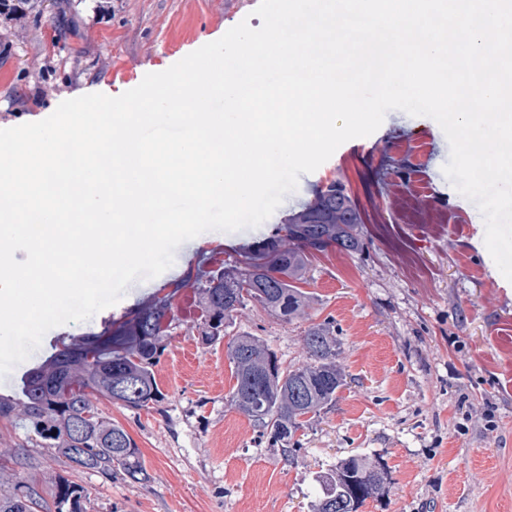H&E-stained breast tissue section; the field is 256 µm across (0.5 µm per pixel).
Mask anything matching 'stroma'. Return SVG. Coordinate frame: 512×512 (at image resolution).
Here are the masks:
<instances>
[{"mask_svg":"<svg viewBox=\"0 0 512 512\" xmlns=\"http://www.w3.org/2000/svg\"><path fill=\"white\" fill-rule=\"evenodd\" d=\"M260 0H44L40 11L0 24V113L11 125L51 115L66 99L118 96L241 21L259 28ZM422 141L420 168L404 143ZM450 147L436 121L389 111L372 135L341 144L263 224L207 231L181 244L156 278L128 286L123 298L83 322L50 329L22 374L56 342L100 335L136 301L171 296L176 327L155 369L164 400L139 409L100 401L140 448L147 486L98 474L63 472L23 430L0 421V441L19 445L10 469L52 502V476L95 491L90 512H312L318 476L349 456L381 462L383 496L359 512H512V282L485 243L478 207L442 168ZM432 175L409 220L405 198L418 175ZM345 183L363 222L361 252L328 249L313 261L304 318L285 324L255 302L234 313L229 334L262 337L286 366L306 363L305 329L332 322L346 384L312 420L296 451L271 446L229 401L234 384L225 343L201 344L191 307L196 281L232 264L242 248L271 236L317 186Z\"/></svg>","mask_w":512,"mask_h":512,"instance_id":"stroma-1","label":"stroma"}]
</instances>
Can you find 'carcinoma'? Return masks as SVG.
<instances>
[{"instance_id": "carcinoma-1", "label": "carcinoma", "mask_w": 512, "mask_h": 512, "mask_svg": "<svg viewBox=\"0 0 512 512\" xmlns=\"http://www.w3.org/2000/svg\"><path fill=\"white\" fill-rule=\"evenodd\" d=\"M361 223V209L341 181L320 186L310 203L289 214L275 234L244 255L247 287L237 285L236 265L198 280L195 297L201 310V343L224 339V325L251 301L284 323L304 315L309 296L300 285L307 283L312 259L336 245L348 253L362 251L357 234ZM173 323L170 298L164 297L138 309L112 336L62 343L23 374L14 396H0V419L23 428L27 443L48 449L69 470L146 485L150 476L135 440L119 423L100 413L96 402L141 409L163 399L155 367L166 350ZM303 342L309 362L284 368L261 338L241 333L227 339V356L236 379L232 405L262 427L269 442L288 452L299 443L296 434L336 403L344 382L331 323L309 326ZM76 421L84 423L79 436L72 428ZM375 468L376 464L360 456L338 462L332 473L321 477L322 493L313 512H335L332 502L338 497L348 501L345 512H358L367 499L382 496L386 477H376ZM43 478V472L33 470L8 493L0 492V512H40L44 505L37 487ZM54 483V512H88L89 488L61 476Z\"/></svg>"}]
</instances>
